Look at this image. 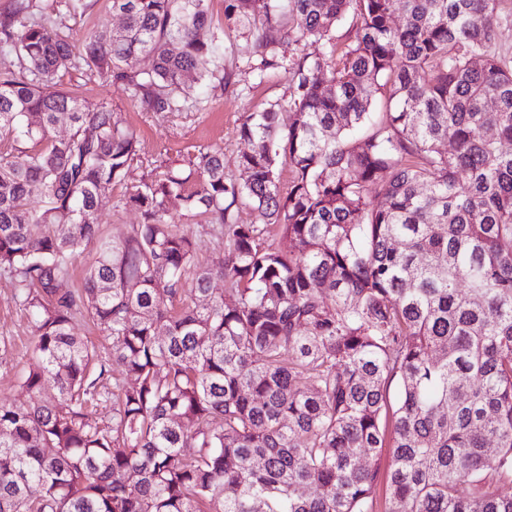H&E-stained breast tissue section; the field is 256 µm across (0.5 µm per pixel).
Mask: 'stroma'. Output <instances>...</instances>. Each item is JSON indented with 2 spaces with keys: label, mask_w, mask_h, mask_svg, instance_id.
<instances>
[{
  "label": "stroma",
  "mask_w": 512,
  "mask_h": 512,
  "mask_svg": "<svg viewBox=\"0 0 512 512\" xmlns=\"http://www.w3.org/2000/svg\"><path fill=\"white\" fill-rule=\"evenodd\" d=\"M86 2L83 10L73 9V0H39V6L46 19L63 23L77 45L101 26L115 29L122 26V17L112 13L108 0ZM208 6L211 24L200 36L205 40L213 37L223 40L222 64L230 81L226 84L215 79L195 81L197 93L205 100L204 109L146 112L131 102L121 85L79 72L64 79L65 86L76 89L82 96L112 104L135 130L139 140L135 178L153 179L160 161L188 157L210 148L223 150L226 172L237 181H245L246 173L235 163L241 147L239 126L267 102L288 95V76L283 69L259 71L261 50L255 30L228 21L224 16V0H209ZM124 191V185L119 183L101 187L104 206L98 221L105 235H119L127 225L140 221L135 211L115 209L114 204ZM32 346L30 317L17 299L10 277L0 271V402L19 404L28 400L21 378L30 362Z\"/></svg>",
  "instance_id": "stroma-1"
}]
</instances>
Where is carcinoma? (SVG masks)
Instances as JSON below:
<instances>
[{
	"label": "carcinoma",
	"instance_id": "1",
	"mask_svg": "<svg viewBox=\"0 0 512 512\" xmlns=\"http://www.w3.org/2000/svg\"><path fill=\"white\" fill-rule=\"evenodd\" d=\"M500 2L228 0L226 19L253 21L269 51L259 70L288 74L289 97L239 127L240 183L220 149L134 178V132L63 84L82 69L150 112L200 102L189 74L224 80L222 43L200 37L206 0H112L123 26L79 50L36 0H13L0 14L17 59L0 73V136L18 144L0 157V270L32 319L35 362L30 401L0 402V512H374L385 448L384 512H512ZM311 39L324 56L304 52ZM377 102L389 111L372 123ZM112 183L141 222L110 238L97 215ZM240 201L259 223L233 220ZM198 216L224 231L219 266L182 227ZM86 251L82 287L60 292ZM79 316L107 333L105 352L73 335ZM108 402L110 421L90 423Z\"/></svg>",
	"mask_w": 512,
	"mask_h": 512
}]
</instances>
